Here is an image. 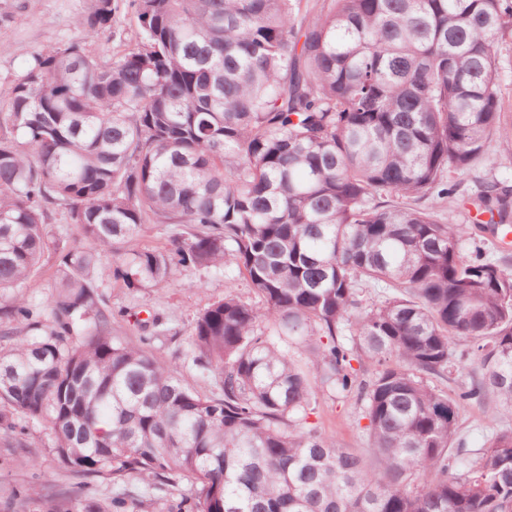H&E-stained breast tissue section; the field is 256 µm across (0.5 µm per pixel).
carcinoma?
<instances>
[{"label":"carcinoma","mask_w":512,"mask_h":512,"mask_svg":"<svg viewBox=\"0 0 512 512\" xmlns=\"http://www.w3.org/2000/svg\"><path fill=\"white\" fill-rule=\"evenodd\" d=\"M138 32L108 60L89 0L79 41L32 55L0 112V447L47 424L70 477L112 497L67 512H512V429L454 443L459 401L512 411L509 256L463 249L436 204L495 164L499 44L512 0H132ZM390 195L388 201L382 195ZM485 227L512 225V187L480 184ZM78 228L47 230L49 206ZM153 225L160 248L119 245ZM232 258L257 295L200 313L191 360L221 394L114 336L100 291L170 284ZM54 259L43 302L18 299ZM378 288L385 299L362 305ZM327 341H322V338ZM481 370L453 398L427 384ZM321 389L355 398L377 469L307 425ZM372 361L365 378L352 362Z\"/></svg>","instance_id":"carcinoma-1"}]
</instances>
